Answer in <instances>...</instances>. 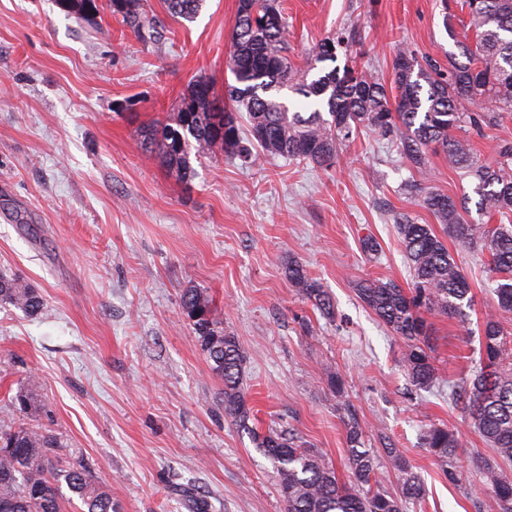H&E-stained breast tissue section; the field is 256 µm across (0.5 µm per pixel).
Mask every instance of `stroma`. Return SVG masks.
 I'll return each mask as SVG.
<instances>
[{"label": "stroma", "instance_id": "1", "mask_svg": "<svg viewBox=\"0 0 512 512\" xmlns=\"http://www.w3.org/2000/svg\"><path fill=\"white\" fill-rule=\"evenodd\" d=\"M238 0H205L193 21L164 17L142 42L111 10L90 18L56 0H0V274L37 289L31 317L0 302V420L8 398L34 388L24 421L51 430L121 512H188L180 488L209 512H284L276 469L224 414V385L209 367L180 296L207 292L224 328L249 356L245 389L259 431H292L343 468L342 401L323 366L346 381V402L402 448L428 496L408 512H477L478 487L451 484L420 443L432 426L458 430L465 447L492 451L449 386L478 368L467 328L496 299L487 253L448 241L472 284L468 325L432 316L439 388L413 386L404 345L357 296L377 278L410 288L395 217L437 219L406 180L459 196L470 179L429 156L418 172L396 143L364 128L331 165L260 154L250 164L215 152L182 181L140 148V133L169 122L188 87L230 80ZM288 57L305 68L325 37H347V64L392 81L407 45L447 63L468 16L441 0H281ZM374 237L377 255L364 253ZM301 263L335 306L324 319L288 282Z\"/></svg>", "mask_w": 512, "mask_h": 512}]
</instances>
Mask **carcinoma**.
<instances>
[{
  "instance_id": "cac0c4a2",
  "label": "carcinoma",
  "mask_w": 512,
  "mask_h": 512,
  "mask_svg": "<svg viewBox=\"0 0 512 512\" xmlns=\"http://www.w3.org/2000/svg\"><path fill=\"white\" fill-rule=\"evenodd\" d=\"M112 14L144 41L159 35L162 22L150 16L143 0H109ZM173 17L191 22L203 0H163ZM474 41H456L458 52L448 54V67L418 57L402 48L393 60V95L364 70L324 67L336 62L342 40H321L307 60V71H318L309 81L288 62L285 18L277 0H239L232 24L229 70L234 83L225 86L226 98L248 114L251 145L239 135L236 110L217 111L213 86L206 80L193 83L174 115L173 122L145 131L143 152L156 156L183 180L191 179V157L217 150L246 163L256 159L253 149L302 159L318 166L336 158L337 144L359 127L372 128L398 143L405 159L416 169L428 165V150L439 149L448 164L473 179V193L453 198L407 182L409 195L422 202L443 224L444 234L459 245L487 250L490 265L500 277L495 289V313L485 318L480 336L483 365L465 380L459 397L465 400L470 423L494 452V460L512 464V338L503 316L512 314V225L476 224L468 219L470 206L492 219L512 218V137L500 136L493 165L484 164L473 152L466 135L501 126L502 116L512 112V0H462ZM288 87L318 107L305 114L291 112L274 93ZM328 116H323V113ZM464 136L458 137L455 132ZM398 234L413 271V286L405 290L389 281L359 282V299L403 341L404 369L420 389L439 383L433 356L432 328L426 315L448 316L468 323L472 306L469 282L443 239L429 224H417L407 216L397 221ZM286 277L292 287L330 319L334 305L327 289L297 262L288 263ZM0 301L30 316L43 309L35 289L0 276ZM183 313L193 320L201 349L211 370L224 381V413L248 432L260 451L276 468L286 512H406L410 504L422 505L423 481L404 452L393 443L368 447V425L346 413L348 478L342 482L322 455L294 437L270 429L260 433L244 390L248 355L239 338L213 318L212 300L197 288L181 297ZM34 406L33 396L20 392L9 410L22 416ZM422 443L448 482L463 479L460 461L468 454L458 431L430 427ZM59 442L49 430L23 423L0 429V512H62L67 488L80 501L83 512H118L112 494L88 474L81 460L63 458ZM396 479V490L378 487L381 461ZM484 489L496 512H512V478L484 465Z\"/></svg>"
}]
</instances>
